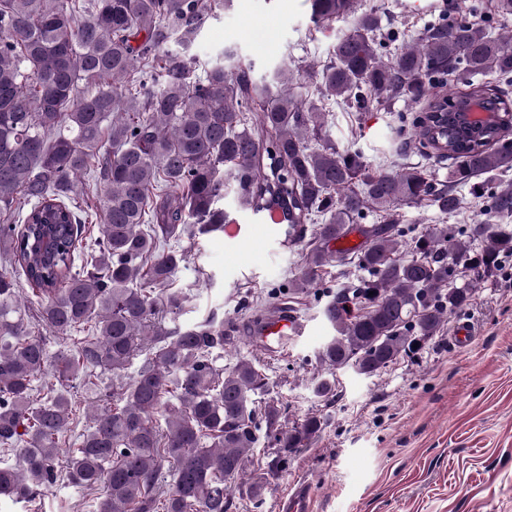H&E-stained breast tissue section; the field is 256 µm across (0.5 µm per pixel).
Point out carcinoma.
Segmentation results:
<instances>
[{"label": "carcinoma", "instance_id": "1", "mask_svg": "<svg viewBox=\"0 0 512 512\" xmlns=\"http://www.w3.org/2000/svg\"><path fill=\"white\" fill-rule=\"evenodd\" d=\"M230 0H0V498L28 502L67 482L101 491L92 512H232L236 497L262 507L270 478L314 441L324 422L282 424L265 370L218 360L238 337L211 316L177 323L186 297L172 288L198 235L234 223L220 206L227 185L240 205L281 215L288 240L305 243L306 269L269 294L287 307L314 287L322 267L352 264V290L322 289L335 335L317 352L327 375L313 393L332 395L331 374L371 376L434 336L474 296L480 277L512 255V183L486 197L495 221L432 224L416 232L389 221L363 229L354 254L331 245L369 211L429 204L458 211L459 188L512 169V140L448 128L436 143L429 112L460 94L512 113L491 86L512 82V32L439 18L404 40L371 8L339 37L319 73L316 99H299L293 75L273 87L224 67L223 51L200 66L194 47ZM315 27L356 11L355 0H308ZM394 45L383 55L379 49ZM359 110L427 99L403 132L427 157L452 162L448 184L418 166L373 164L336 147L318 101ZM99 214L98 236L85 243ZM37 302L21 297V282ZM85 331L49 354L42 330ZM135 375L125 373L137 357ZM56 383L38 387L47 369ZM112 373V394L89 402L91 418L59 469L62 438L78 425L79 394ZM267 467L244 478L261 442ZM277 472H272L271 466Z\"/></svg>", "mask_w": 512, "mask_h": 512}]
</instances>
